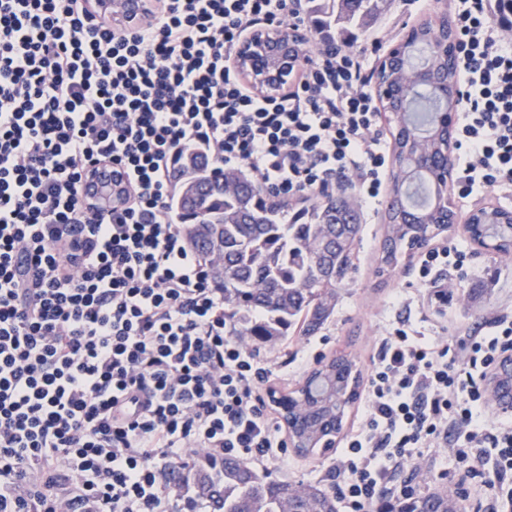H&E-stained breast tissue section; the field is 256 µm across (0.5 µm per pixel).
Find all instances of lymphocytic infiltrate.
Segmentation results:
<instances>
[{
  "mask_svg": "<svg viewBox=\"0 0 512 512\" xmlns=\"http://www.w3.org/2000/svg\"><path fill=\"white\" fill-rule=\"evenodd\" d=\"M455 15L457 193L508 192L512 42L492 0ZM305 23L296 0H156L133 30L82 0H0V512H179L177 472L285 453L271 362L233 335L170 202L201 151L285 201L348 181L378 203L388 146L368 48H315L266 94L229 65L255 26ZM104 162L124 199L92 215L80 183ZM466 262L446 240L418 255L419 280ZM511 354L503 316L438 343L388 328L329 470L341 512H389L416 492L395 471L441 448L512 512V414H487L483 385Z\"/></svg>",
  "mask_w": 512,
  "mask_h": 512,
  "instance_id": "1",
  "label": "lymphocytic infiltrate"
}]
</instances>
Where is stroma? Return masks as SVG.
<instances>
[{"mask_svg": "<svg viewBox=\"0 0 512 512\" xmlns=\"http://www.w3.org/2000/svg\"><path fill=\"white\" fill-rule=\"evenodd\" d=\"M453 9V0H395L386 20L367 28L358 43L365 46L376 37L382 48H389L422 19ZM384 212L380 204L364 217L356 248V270L339 288L335 311L322 329L311 336L299 332L288 341L265 347V354L271 356L280 375L275 385L278 392L293 390L319 360L340 351L350 354L358 369H366L385 328L391 325L412 323L426 335L435 336L450 324L477 330L492 316H512V256L496 255L468 242L463 226H455L451 234L465 243L469 270H442V282L453 290L448 305L437 308L431 304L428 290L416 278L414 254L402 255L395 268L381 270ZM333 456L329 450L302 457L290 449L268 469L289 482L327 489L331 486L328 468ZM402 475L419 482L424 493L435 487L464 489L469 512H474L482 500L476 480L451 459L420 458L404 468Z\"/></svg>", "mask_w": 512, "mask_h": 512, "instance_id": "obj_1", "label": "stroma"}]
</instances>
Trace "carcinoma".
Masks as SVG:
<instances>
[{
    "mask_svg": "<svg viewBox=\"0 0 512 512\" xmlns=\"http://www.w3.org/2000/svg\"><path fill=\"white\" fill-rule=\"evenodd\" d=\"M391 0H304L305 14L320 41L327 46H346L358 41L368 22L380 18ZM414 101L413 113H431V93L425 87L406 92ZM408 138L402 129L394 138L393 154L398 170L394 180L408 182L407 196L395 191L385 210L387 224L381 265L392 267L405 251L417 248L431 226L446 215L437 210L434 188L425 176H408L403 156ZM178 193L172 207L193 250L208 264L212 254L224 256L223 265L212 269L224 286V307L231 316L235 335L259 346L274 344L299 330L306 336L318 332L336 306L337 290L354 268L361 229L360 209L348 196L328 195L325 200L297 209L267 193L245 178L235 180L205 157L190 153L178 175ZM480 240L499 243L506 253L512 247V223L504 224L496 210H482L467 225ZM339 354L319 363L306 377L305 390L326 375L336 382L349 379ZM332 411L308 401L299 420L304 435L315 420ZM331 442L307 437L294 446L308 456ZM198 498L209 501L213 512H336V498L314 484H293L233 457L213 467L179 476ZM453 501L448 489L403 500L395 512H448Z\"/></svg>",
    "mask_w": 512,
    "mask_h": 512,
    "instance_id": "1",
    "label": "carcinoma"
}]
</instances>
